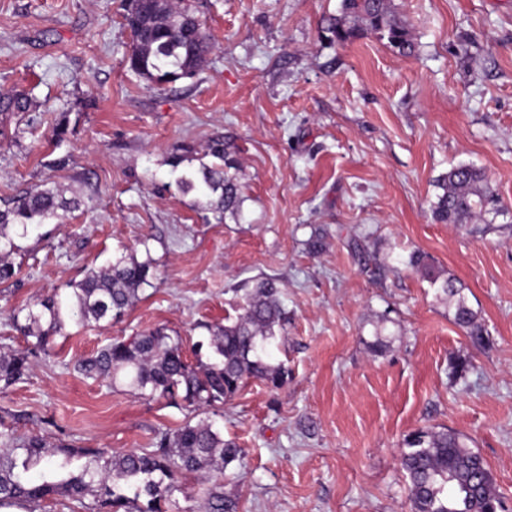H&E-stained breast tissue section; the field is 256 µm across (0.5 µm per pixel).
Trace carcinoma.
Wrapping results in <instances>:
<instances>
[{"instance_id": "1", "label": "carcinoma", "mask_w": 512, "mask_h": 512, "mask_svg": "<svg viewBox=\"0 0 512 512\" xmlns=\"http://www.w3.org/2000/svg\"><path fill=\"white\" fill-rule=\"evenodd\" d=\"M124 20L133 42L129 68L158 86L193 77L212 49L202 20L185 0H130ZM321 28L338 45L370 32L401 56L415 52L414 39L396 18L392 0H341L340 14L323 17ZM209 154L220 164H204L195 174L181 175L177 187L207 196L209 206L218 213L233 214L240 197L237 184L224 173V139L212 140ZM435 187L441 193L431 212L439 224H474L501 212L498 194L485 173L471 164L451 167L435 179ZM81 205V200L66 199L52 189H35L4 202L0 207V284L16 275L9 261L15 238L26 236L36 224L59 221ZM409 265L426 270L431 285L454 302V322L474 347L483 346L485 328L477 322L459 281L432 270L420 252L411 253ZM154 278L151 262L122 256L68 283L66 296L54 291L14 311L11 326L27 339V347L0 356V384L6 389L20 381L30 369L29 358L47 351L66 321L110 323L138 301ZM279 295L278 279H257L237 315L211 328L210 362L199 356L189 361L180 341L161 328L107 345L78 360L75 369L87 378L107 381L114 389L128 387L153 399L180 400L197 410L224 404L249 378L277 389L287 382L288 372L268 364L264 356L288 324ZM0 443L8 446V451L0 453V510L25 512L54 495L81 500L90 491L98 506H109L112 512H167L165 506L181 479L223 469L242 454L235 441L224 439L205 420L162 430L156 433L154 448L122 455L64 443L50 448L39 436L17 443L9 431H0ZM76 455L87 461L74 473L68 467ZM401 465L409 486L410 512H504L486 461L456 433L445 428L414 431L405 439ZM206 495L207 512H237V502L224 495L223 485H212Z\"/></svg>"}]
</instances>
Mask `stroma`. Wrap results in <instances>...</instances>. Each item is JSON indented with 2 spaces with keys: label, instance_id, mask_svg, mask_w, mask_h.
I'll list each match as a JSON object with an SVG mask.
<instances>
[{
  "label": "stroma",
  "instance_id": "stroma-1",
  "mask_svg": "<svg viewBox=\"0 0 512 512\" xmlns=\"http://www.w3.org/2000/svg\"><path fill=\"white\" fill-rule=\"evenodd\" d=\"M187 2L212 50L194 77L154 88L127 65L125 0H0V203L44 187L82 202L18 239L0 354L26 346L11 311L85 268L132 256L156 274L120 319L66 323L0 389V430L121 454L207 418L246 450L223 477L238 512H409L404 440L445 428L484 458L512 512V0H393L417 44L408 57L372 33L327 38L319 21L341 0ZM16 98L25 109L5 108ZM218 136L236 161L233 214L178 190L169 164L183 144L185 168L212 164ZM460 163L496 189L491 224L433 221L434 181ZM417 250L461 282L484 347L409 266ZM263 276L288 313L269 357L288 372L280 389L250 378L197 411L74 369L156 328L209 354L210 326Z\"/></svg>",
  "mask_w": 512,
  "mask_h": 512
}]
</instances>
